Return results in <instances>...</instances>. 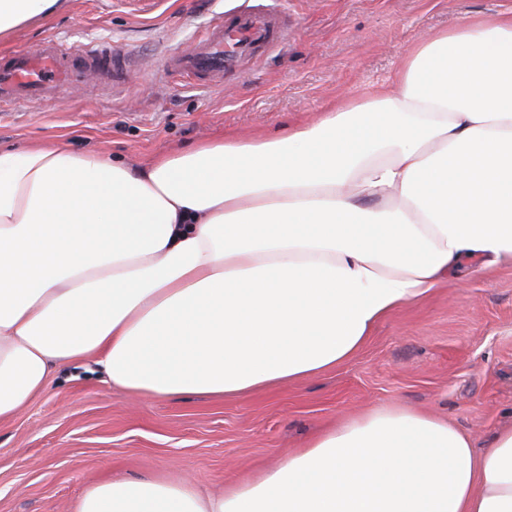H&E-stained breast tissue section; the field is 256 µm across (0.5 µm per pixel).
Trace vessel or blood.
Listing matches in <instances>:
<instances>
[{
    "label": "vessel or blood",
    "mask_w": 512,
    "mask_h": 512,
    "mask_svg": "<svg viewBox=\"0 0 512 512\" xmlns=\"http://www.w3.org/2000/svg\"><path fill=\"white\" fill-rule=\"evenodd\" d=\"M282 37L276 16L242 11L174 54L168 70L181 78L218 82L236 67L240 56L261 46H274ZM128 70L122 50L99 44L67 46L48 38L34 49L11 53L0 64V103L24 106L54 100L58 87L80 83L90 71L117 86L125 81Z\"/></svg>",
    "instance_id": "b4317fda"
}]
</instances>
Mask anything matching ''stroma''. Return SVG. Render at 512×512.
I'll use <instances>...</instances> for the list:
<instances>
[{"label":"stroma","mask_w":512,"mask_h":512,"mask_svg":"<svg viewBox=\"0 0 512 512\" xmlns=\"http://www.w3.org/2000/svg\"><path fill=\"white\" fill-rule=\"evenodd\" d=\"M286 33L217 84L169 75V55L215 24L219 0H67L0 38V55L54 37L108 40L134 59L123 88L90 79L44 106L0 107V146L65 138L146 165L227 137L286 134L342 101L389 92L433 31L511 13L512 0H250ZM96 358L60 369L48 392L0 423V512H75L92 484L152 475L228 490L329 427L373 409L448 419L476 451L512 426V260L449 277L379 323L336 369L224 401L110 389Z\"/></svg>","instance_id":"1"}]
</instances>
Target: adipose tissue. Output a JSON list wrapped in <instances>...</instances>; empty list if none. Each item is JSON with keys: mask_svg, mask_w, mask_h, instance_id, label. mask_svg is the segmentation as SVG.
<instances>
[{"mask_svg": "<svg viewBox=\"0 0 512 512\" xmlns=\"http://www.w3.org/2000/svg\"><path fill=\"white\" fill-rule=\"evenodd\" d=\"M62 5L0 0V36ZM394 86L145 168L0 149V423L92 354L109 388L156 399L298 382L462 264L512 259V16L431 35ZM76 512H512V428L478 452L378 408L224 494L113 478Z\"/></svg>", "mask_w": 512, "mask_h": 512, "instance_id": "adipose-tissue-1", "label": "adipose tissue"}]
</instances>
